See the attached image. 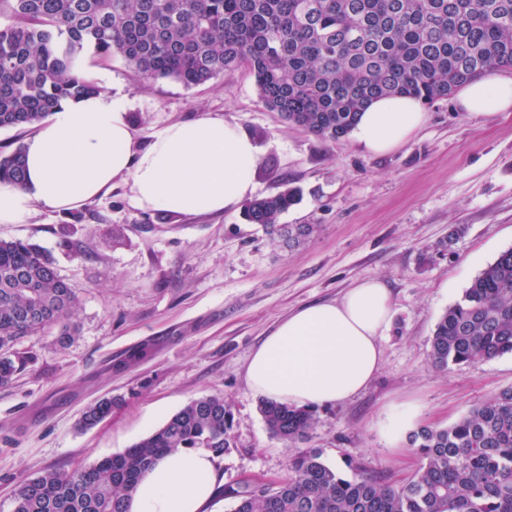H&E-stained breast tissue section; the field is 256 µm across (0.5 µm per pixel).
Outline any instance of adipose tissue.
<instances>
[{
  "label": "adipose tissue",
  "mask_w": 512,
  "mask_h": 512,
  "mask_svg": "<svg viewBox=\"0 0 512 512\" xmlns=\"http://www.w3.org/2000/svg\"><path fill=\"white\" fill-rule=\"evenodd\" d=\"M471 115L512 110V79L483 77L456 96ZM426 120L420 101H374L353 131L369 153L404 142ZM127 112L104 93L66 101L38 125L24 148L22 183H0V224L26 223L35 208L69 211L106 194L121 177L144 210L209 214L237 208L254 190L258 151L233 121L209 115L175 122L142 150ZM392 317L389 288L363 281L338 300L300 307L256 348L246 379L256 394L295 407L349 400L382 365L380 338ZM222 482L213 453L178 452L139 482L129 512H208Z\"/></svg>",
  "instance_id": "1"
}]
</instances>
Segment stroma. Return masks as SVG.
<instances>
[{"label": "stroma", "mask_w": 512, "mask_h": 512, "mask_svg": "<svg viewBox=\"0 0 512 512\" xmlns=\"http://www.w3.org/2000/svg\"><path fill=\"white\" fill-rule=\"evenodd\" d=\"M82 68L124 106L137 147L205 114L237 122L258 148L256 196L299 188L301 202L279 221L317 230L290 248L238 209L143 210L124 180L82 208L39 207L27 223L0 224V239L53 257L75 293L80 328L63 349L50 332L16 346L32 362L0 386V512H12L21 478L122 453L204 395L223 396L234 420V446L218 458L225 483L281 480L297 447L268 431L246 366L289 313L364 280L392 293L381 369L352 399L317 408L304 448L341 472L356 464L396 484L420 460L380 435L391 406L416 402L417 426L444 427L512 386V355L447 369L430 357L441 314L512 248V112L471 117L443 98L404 144L375 155L354 137L323 141L269 111L244 69L187 88L143 81L119 58L88 54ZM144 343L151 356L122 367ZM111 396L122 405L84 426V411Z\"/></svg>", "instance_id": "obj_1"}]
</instances>
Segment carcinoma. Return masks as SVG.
<instances>
[{
	"label": "carcinoma",
	"mask_w": 512,
	"mask_h": 512,
	"mask_svg": "<svg viewBox=\"0 0 512 512\" xmlns=\"http://www.w3.org/2000/svg\"><path fill=\"white\" fill-rule=\"evenodd\" d=\"M0 128L34 127L64 101L98 92L78 75L87 53L119 57L144 80L187 88L241 68L264 106L312 135H350L361 110L381 96L427 104L494 71L512 69V0H0ZM24 177V147L0 157V182ZM299 192L287 188L244 206L251 224L300 243L312 224H280ZM76 298L37 245L0 240V384L28 358L26 336L60 326L78 333ZM512 355V248L479 273L440 316L431 358L440 368ZM121 399L90 406L83 423L112 414ZM269 432L296 443L314 411L263 400ZM233 418L218 395L197 398L123 453L74 470L47 469L18 482L13 512H127L140 477L169 453L231 447ZM420 465L401 484L353 467L345 477L322 452L294 454L288 474L248 491L227 484L232 512H512V387L454 423L411 435Z\"/></svg>",
	"instance_id": "carcinoma-1"
}]
</instances>
